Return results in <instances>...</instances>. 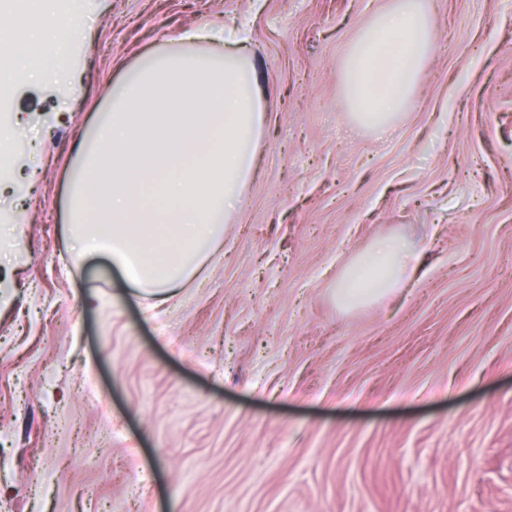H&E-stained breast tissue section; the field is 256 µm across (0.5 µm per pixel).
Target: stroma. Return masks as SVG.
<instances>
[{
	"label": "stroma",
	"mask_w": 512,
	"mask_h": 512,
	"mask_svg": "<svg viewBox=\"0 0 512 512\" xmlns=\"http://www.w3.org/2000/svg\"><path fill=\"white\" fill-rule=\"evenodd\" d=\"M389 0H84L59 85L8 89L0 512H512V0H431L387 135L343 61ZM245 24L266 126L243 210L166 306L69 260L74 148L143 51ZM418 267L351 311L378 240ZM418 251L402 237L389 236L358 255L336 281L334 296L343 310L380 301L401 288Z\"/></svg>",
	"instance_id": "obj_1"
}]
</instances>
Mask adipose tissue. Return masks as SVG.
Returning a JSON list of instances; mask_svg holds the SVG:
<instances>
[{"label": "adipose tissue", "instance_id": "adipose-tissue-1", "mask_svg": "<svg viewBox=\"0 0 512 512\" xmlns=\"http://www.w3.org/2000/svg\"><path fill=\"white\" fill-rule=\"evenodd\" d=\"M0 44L15 41L10 70L54 81L32 50L66 35L46 26V0H9ZM240 30H182L141 53L112 84L78 143L67 185V252L106 257L124 280L165 304L202 270L224 240L251 178L265 123L264 89ZM434 46L428 0H392L344 61L358 125L385 132L407 104ZM418 259L414 244L387 237L358 255L336 281L344 310L401 288Z\"/></svg>", "mask_w": 512, "mask_h": 512}]
</instances>
